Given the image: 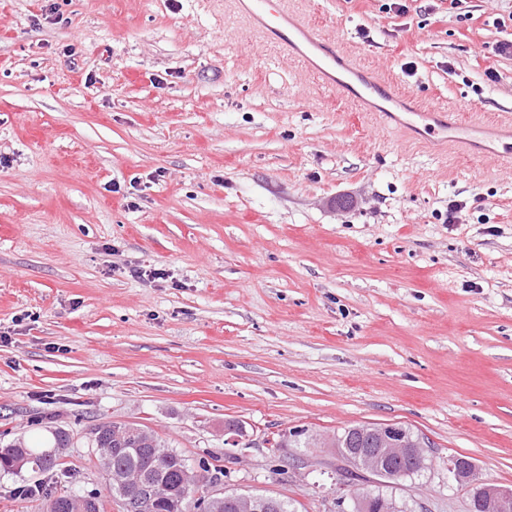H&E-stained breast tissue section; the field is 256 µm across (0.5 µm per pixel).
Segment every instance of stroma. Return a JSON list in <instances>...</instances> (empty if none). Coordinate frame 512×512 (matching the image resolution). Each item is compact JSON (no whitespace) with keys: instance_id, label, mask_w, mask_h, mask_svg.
Returning <instances> with one entry per match:
<instances>
[{"instance_id":"1","label":"stroma","mask_w":512,"mask_h":512,"mask_svg":"<svg viewBox=\"0 0 512 512\" xmlns=\"http://www.w3.org/2000/svg\"><path fill=\"white\" fill-rule=\"evenodd\" d=\"M395 1L298 5L420 100L512 115V0ZM0 157V447L69 435L0 512L41 481L122 512L112 422L294 512H469L459 456L512 486V170L370 121L219 0H0ZM372 423L425 469L353 476L335 437Z\"/></svg>"}]
</instances>
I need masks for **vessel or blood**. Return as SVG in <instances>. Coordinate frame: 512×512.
Segmentation results:
<instances>
[{
  "instance_id": "vessel-or-blood-1",
  "label": "vessel or blood",
  "mask_w": 512,
  "mask_h": 512,
  "mask_svg": "<svg viewBox=\"0 0 512 512\" xmlns=\"http://www.w3.org/2000/svg\"><path fill=\"white\" fill-rule=\"evenodd\" d=\"M224 12L242 22L255 36L272 44L282 57L297 62L322 87L336 91L365 109L371 96L403 104L409 115L404 132H421L437 146L463 152L483 149L486 135L493 134L501 146L493 157L504 167L512 166V124H488L481 113L468 120H455L452 113L417 101L414 93L402 91L388 77L360 64L346 52L336 37L312 24L295 0H224Z\"/></svg>"
}]
</instances>
